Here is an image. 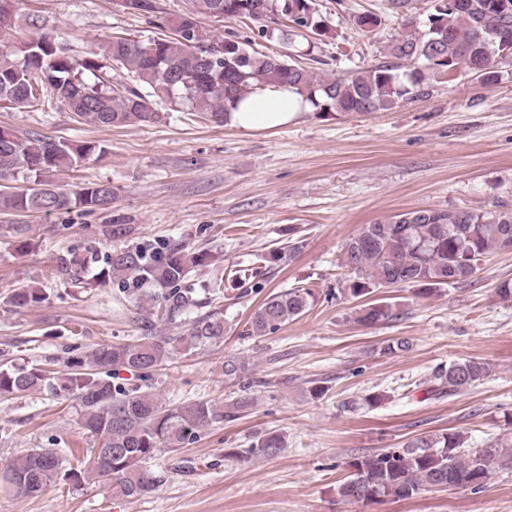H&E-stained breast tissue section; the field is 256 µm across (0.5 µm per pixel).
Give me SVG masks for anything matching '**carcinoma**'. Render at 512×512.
I'll list each match as a JSON object with an SVG mask.
<instances>
[{"label":"carcinoma","mask_w":512,"mask_h":512,"mask_svg":"<svg viewBox=\"0 0 512 512\" xmlns=\"http://www.w3.org/2000/svg\"><path fill=\"white\" fill-rule=\"evenodd\" d=\"M185 9L170 21L161 16L160 0H115L123 12L139 16L160 30L147 41L112 37L98 50L77 59L52 32L29 17L33 36L13 49L0 50V103L22 109L38 101L64 107L79 119L99 126L152 123L161 119L157 102L205 112L224 121L227 104L250 94L290 87L316 112L371 113L387 111L398 100L421 96L426 73L453 76L459 68L473 74L483 86L493 85L501 65L512 61V10L497 0H428L430 13L422 20L409 14L410 0H388V10L405 16L404 31L387 46L392 58L350 77L326 79L290 56L249 51L238 37L206 34L201 18L271 20L261 29L265 37L292 44L325 33L326 23L313 0H185ZM366 34L381 24L380 16H353ZM420 61L424 69L399 74V62ZM124 69L132 86H112L93 76L106 69ZM105 147L84 141H61L41 133L18 136L0 127V176L24 173L34 186L22 192L0 193V208L50 214L81 206L87 210L111 207L110 182H88L64 190L47 174L77 167L93 156H105ZM302 242L290 241L260 257L265 267L295 259ZM512 252V210L418 209L363 225L348 239L340 266L353 274L352 296L381 288L418 286L429 293L465 282L477 273L489 255ZM208 255L182 246L135 245L104 255L88 249L68 251L55 259L56 271L80 281L97 265L100 286L117 285L118 292L144 312V334L129 342L101 344L92 350L69 348L63 367L51 363L19 364L0 368V398L46 392L73 398L81 408V424L109 459L104 466L94 458L74 467L67 448H31L0 469V490L19 496H38L59 482L77 487L94 484L124 497L146 496L159 487L162 475L149 466L162 448H182L200 430L246 413L249 400H237L230 410L206 400L167 405L151 391L153 373L178 354L189 355L224 342V312L219 308L191 317L202 300L185 279ZM314 294L306 287L268 294L254 312L251 327L258 335L278 331L310 307ZM47 300L41 288L14 289L11 303L19 308ZM394 317L392 306L371 303L357 322L373 325ZM183 324L176 336L152 333L154 320ZM131 374L137 383H113L116 370ZM250 364L244 358L224 360V379L251 388ZM486 363L466 359L435 371L430 393L456 396L482 384ZM459 432L422 434L398 450L364 455L347 462L350 475L337 486L343 501L375 503L384 498L407 499L425 489L484 488L499 462L504 443L463 450ZM283 442L269 434L236 458L276 457Z\"/></svg>","instance_id":"carcinoma-1"}]
</instances>
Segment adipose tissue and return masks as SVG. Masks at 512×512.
<instances>
[{
	"label": "adipose tissue",
	"mask_w": 512,
	"mask_h": 512,
	"mask_svg": "<svg viewBox=\"0 0 512 512\" xmlns=\"http://www.w3.org/2000/svg\"><path fill=\"white\" fill-rule=\"evenodd\" d=\"M305 108L302 96L280 89L229 104L226 120L241 132L251 133L284 126Z\"/></svg>",
	"instance_id": "obj_1"
}]
</instances>
